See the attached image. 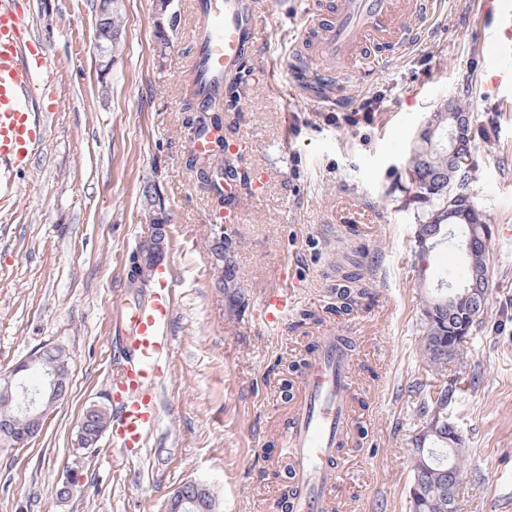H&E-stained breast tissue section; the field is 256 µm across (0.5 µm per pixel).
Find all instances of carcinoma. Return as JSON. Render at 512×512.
Returning <instances> with one entry per match:
<instances>
[{"label":"carcinoma","instance_id":"carcinoma-1","mask_svg":"<svg viewBox=\"0 0 512 512\" xmlns=\"http://www.w3.org/2000/svg\"><path fill=\"white\" fill-rule=\"evenodd\" d=\"M98 20L96 35L100 52L99 62L106 66L115 57L122 33L121 0H98ZM456 124L455 156L448 157V150L438 149L429 152L421 148L412 149L409 164V177L416 189V197L428 204V209L419 219V225L426 233V245L437 247L448 238V229L457 226L465 229L464 247L467 264L458 282L462 283L469 296L463 303H448V289L439 288L435 295L426 301L422 312V353L428 367L440 375L448 372V364L463 360V352L448 350V338L461 329L474 327L476 317L487 305V262L488 244L482 231L484 222L472 196L468 192V182L472 169L471 122L469 113L460 104L452 105ZM230 173L247 188L249 177L237 167H230L224 159V151L212 150L206 161V169L200 172L209 178L212 172ZM456 190L458 197L453 214H448V190ZM151 208L158 210L157 221L152 224L150 235L140 242L137 254L144 257L138 266L140 278L148 280L161 261L167 247L168 219L162 210V197L159 193L147 199ZM226 241L221 236L213 237L212 255L217 265L224 266L218 281L224 288L234 282V269L227 256ZM348 264L352 270L344 275L345 284L337 290L343 308H348L356 296L365 294L361 282L360 261L351 256ZM40 365L42 369L54 370L61 363L71 362V358L59 347H42ZM455 391L454 383L446 382L438 391L437 399L424 398L421 417L422 425H432L435 433L426 437L419 435L412 440L410 449V488L417 489L421 502L408 500L409 512H448V469L462 472L457 458L450 453L448 444V413L436 412L437 406H448V397ZM112 424V410L105 406L91 405L84 413L76 435V443L87 450L97 446L103 433ZM40 434L34 422L24 424L12 414L0 413V442L14 436H24L32 442Z\"/></svg>","mask_w":512,"mask_h":512}]
</instances>
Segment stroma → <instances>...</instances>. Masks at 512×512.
Masks as SVG:
<instances>
[{"label":"stroma","instance_id":"35a3bbf8","mask_svg":"<svg viewBox=\"0 0 512 512\" xmlns=\"http://www.w3.org/2000/svg\"><path fill=\"white\" fill-rule=\"evenodd\" d=\"M52 60L35 93L45 140L14 173L0 208V372L43 345L72 357L69 391L26 448L0 444V512H165L184 483L214 489L219 512H271L288 484L279 441L297 381L325 327H346L359 363L356 426L332 512H408L411 440L421 421L415 383H433L421 352L422 308L443 269H463L458 246L415 270L424 209L406 175L413 142L448 102L471 118L468 191L495 232L488 302L461 364L448 420L467 462L460 512H512V111L485 91L494 73L475 38L482 0H444L427 41L374 79L344 73L353 99L376 100L372 124L337 121L335 103L312 106L288 60L311 0H257L259 43L235 111L222 113L224 148L252 185L222 229L236 287L220 289L208 237L213 192L188 167L187 109L195 23L191 0H122V50L98 75V0H19ZM169 44L160 47L159 31ZM161 194L176 307L160 422L140 461L112 450L110 434L75 454L89 405L107 403L120 360L121 312L132 293L131 256L149 233L146 194ZM358 255L364 296L336 310V289ZM298 299L281 328L263 332L252 311L282 277ZM79 486L57 491L68 471Z\"/></svg>","mask_w":512,"mask_h":512}]
</instances>
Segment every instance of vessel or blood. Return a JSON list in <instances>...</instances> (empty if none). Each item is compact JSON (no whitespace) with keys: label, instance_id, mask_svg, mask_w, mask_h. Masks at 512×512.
I'll list each match as a JSON object with an SVG mask.
<instances>
[{"label":"vessel or blood","instance_id":"1","mask_svg":"<svg viewBox=\"0 0 512 512\" xmlns=\"http://www.w3.org/2000/svg\"><path fill=\"white\" fill-rule=\"evenodd\" d=\"M440 0H331L328 15L315 20L313 52L322 70L305 69L291 57L293 85L325 87L327 99L345 104L339 71L357 65L360 78L374 77L386 58L381 48L403 54L423 41L417 16L434 18ZM197 24L191 31V85L210 96L233 82L259 42L254 0H194ZM29 18L17 0H0V166L31 168L44 128L29 103L36 80L51 67L29 34ZM476 35L503 79L512 84V6L486 0ZM295 302L288 286L268 290L254 320L264 328L282 325ZM174 295L168 277L156 279L150 294L123 310L124 354L112 370V445L127 462L141 457L158 421L157 384L171 353L169 327ZM356 372L343 331L323 329L300 381L281 441L290 458L286 512H328L336 496L340 450L349 439L350 398Z\"/></svg>","mask_w":512,"mask_h":512}]
</instances>
